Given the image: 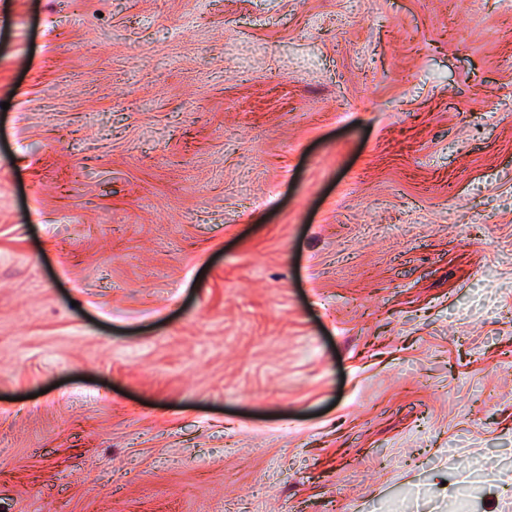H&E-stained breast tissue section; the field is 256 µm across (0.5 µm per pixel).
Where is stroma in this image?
Here are the masks:
<instances>
[{
    "label": "stroma",
    "instance_id": "stroma-1",
    "mask_svg": "<svg viewBox=\"0 0 512 512\" xmlns=\"http://www.w3.org/2000/svg\"><path fill=\"white\" fill-rule=\"evenodd\" d=\"M0 512H512V0H0Z\"/></svg>",
    "mask_w": 512,
    "mask_h": 512
}]
</instances>
